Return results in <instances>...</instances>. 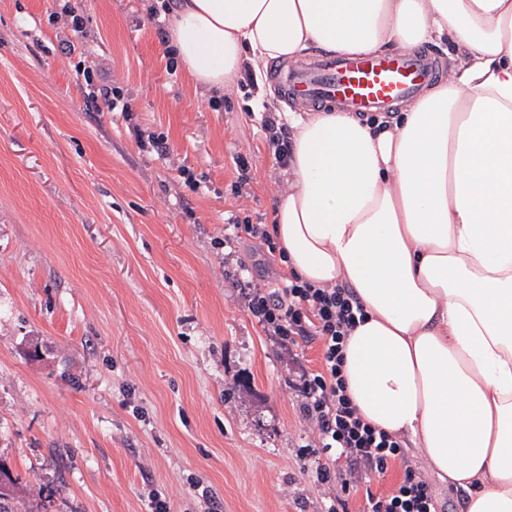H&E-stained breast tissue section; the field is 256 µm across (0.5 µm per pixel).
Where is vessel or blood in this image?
<instances>
[{"instance_id": "obj_1", "label": "vessel or blood", "mask_w": 512, "mask_h": 512, "mask_svg": "<svg viewBox=\"0 0 512 512\" xmlns=\"http://www.w3.org/2000/svg\"><path fill=\"white\" fill-rule=\"evenodd\" d=\"M443 72L428 51L317 57L273 71L285 99L369 115L416 98Z\"/></svg>"}]
</instances>
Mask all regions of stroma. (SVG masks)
<instances>
[{"mask_svg":"<svg viewBox=\"0 0 512 512\" xmlns=\"http://www.w3.org/2000/svg\"><path fill=\"white\" fill-rule=\"evenodd\" d=\"M256 94L195 91L147 0H0V456L49 512L322 510L289 375L320 344L242 301L279 256L220 244L288 189Z\"/></svg>","mask_w":512,"mask_h":512,"instance_id":"1","label":"stroma"}]
</instances>
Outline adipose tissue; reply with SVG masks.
Listing matches in <instances>:
<instances>
[{
    "mask_svg": "<svg viewBox=\"0 0 512 512\" xmlns=\"http://www.w3.org/2000/svg\"><path fill=\"white\" fill-rule=\"evenodd\" d=\"M196 89L268 61L447 48L390 120L288 113L286 266L364 308L343 373L361 417L409 439L464 512H512V0H178Z\"/></svg>",
    "mask_w": 512,
    "mask_h": 512,
    "instance_id": "adipose-tissue-1",
    "label": "adipose tissue"
}]
</instances>
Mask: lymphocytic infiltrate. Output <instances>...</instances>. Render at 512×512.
<instances>
[{
    "mask_svg": "<svg viewBox=\"0 0 512 512\" xmlns=\"http://www.w3.org/2000/svg\"><path fill=\"white\" fill-rule=\"evenodd\" d=\"M244 302L268 335L295 348L319 341L321 366L300 369L293 384L299 410L315 429V446L327 463L317 470L321 483H335L326 512H348L346 493L367 486L389 462L405 461L403 479L389 492L365 495V512H437L430 486L419 469L407 464L404 441L375 428L357 413L342 374L344 344L365 312L353 293L342 287L318 288L296 274L256 283ZM342 462L339 474L330 465Z\"/></svg>",
    "mask_w": 512,
    "mask_h": 512,
    "instance_id": "lymphocytic-infiltrate-1",
    "label": "lymphocytic infiltrate"
}]
</instances>
